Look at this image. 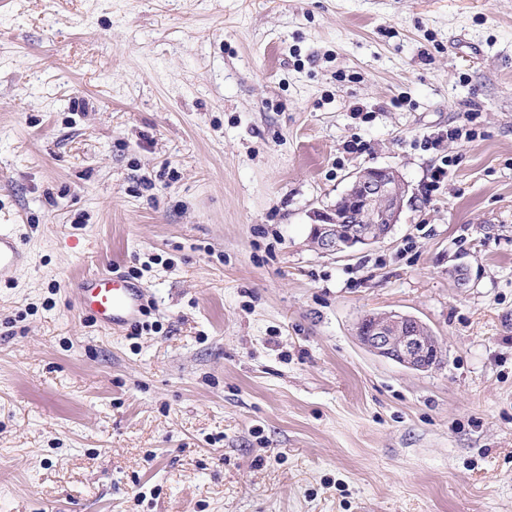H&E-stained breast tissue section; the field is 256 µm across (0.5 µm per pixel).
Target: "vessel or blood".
Masks as SVG:
<instances>
[{
    "label": "vessel or blood",
    "mask_w": 512,
    "mask_h": 512,
    "mask_svg": "<svg viewBox=\"0 0 512 512\" xmlns=\"http://www.w3.org/2000/svg\"><path fill=\"white\" fill-rule=\"evenodd\" d=\"M28 259L18 234L8 226H0V281L12 279ZM69 291L78 312L110 332L136 324L148 301L141 285L109 269L72 280Z\"/></svg>",
    "instance_id": "b4317fda"
}]
</instances>
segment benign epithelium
Segmentation results:
<instances>
[{"instance_id":"1","label":"benign epithelium","mask_w":512,"mask_h":512,"mask_svg":"<svg viewBox=\"0 0 512 512\" xmlns=\"http://www.w3.org/2000/svg\"><path fill=\"white\" fill-rule=\"evenodd\" d=\"M406 186L390 168H367L352 176L343 198L347 213L331 206L311 214V241L322 254L351 255L383 242L404 207ZM359 343L371 353L416 371L435 367L441 346L427 325L402 314H367L356 327Z\"/></svg>"}]
</instances>
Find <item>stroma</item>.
I'll list each match as a JSON object with an SVG mask.
<instances>
[{"instance_id": "stroma-1", "label": "stroma", "mask_w": 512, "mask_h": 512, "mask_svg": "<svg viewBox=\"0 0 512 512\" xmlns=\"http://www.w3.org/2000/svg\"><path fill=\"white\" fill-rule=\"evenodd\" d=\"M368 167L390 237L319 253ZM1 224L0 512H512V0H0ZM112 267L152 330L77 311ZM342 197L351 204L347 214L331 206L310 216L312 245L322 254L352 255L359 248L382 243L403 210L406 186L394 169L367 168L352 176ZM379 215L383 220L376 219ZM358 221H363V226L343 227ZM0 226V281H8L28 263V253L16 232ZM356 337L371 353L416 371H428L440 363L436 336L413 316L367 314L357 324Z\"/></svg>"}]
</instances>
